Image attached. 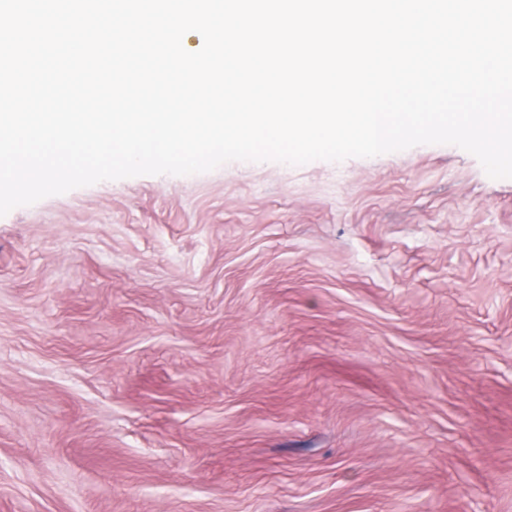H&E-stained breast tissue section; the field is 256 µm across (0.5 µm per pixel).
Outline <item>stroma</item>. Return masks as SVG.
I'll use <instances>...</instances> for the list:
<instances>
[{
  "label": "stroma",
  "instance_id": "stroma-1",
  "mask_svg": "<svg viewBox=\"0 0 512 512\" xmlns=\"http://www.w3.org/2000/svg\"><path fill=\"white\" fill-rule=\"evenodd\" d=\"M0 512H512V179L418 145L0 217Z\"/></svg>",
  "mask_w": 512,
  "mask_h": 512
}]
</instances>
